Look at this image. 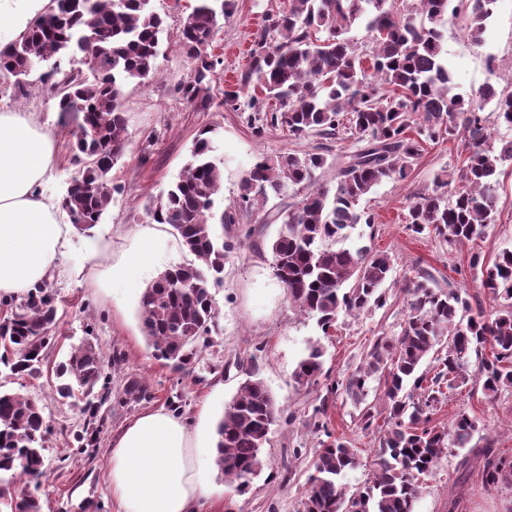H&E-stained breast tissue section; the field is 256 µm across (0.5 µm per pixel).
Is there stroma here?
Listing matches in <instances>:
<instances>
[{
  "label": "stroma",
  "instance_id": "1",
  "mask_svg": "<svg viewBox=\"0 0 512 512\" xmlns=\"http://www.w3.org/2000/svg\"><path fill=\"white\" fill-rule=\"evenodd\" d=\"M194 4L195 0H154L159 12L169 14V27L162 36L157 78L126 90L128 147L112 169V178L123 191L114 196L101 224L72 231L64 257L48 278L60 320L40 369L19 377L0 373V389L35 398L51 425L44 452L48 468L42 512H116L106 476L113 436L142 411L169 408L174 398L181 402L180 415L194 420L204 410L210 425H217L225 404L244 379L242 367L253 362L258 363L260 376L285 417L274 426L263 450V470L247 492L228 487L214 462L205 461L215 489L213 508L215 512H299L318 449V437L308 419L325 394L323 386L302 389L292 379L309 345L323 342L324 369L331 378L350 375L365 361L378 337L399 335L408 310L403 288L421 269L432 274L436 287H460L479 297L486 313H494L498 307L492 296L479 290L468 259L474 251L491 255L505 248L512 250V169L503 168L499 177L498 218L488 226L484 239L451 247L440 238L414 234L406 223L412 198L431 189L441 169L462 165L466 153L461 139H444L425 144L406 180L383 182L367 197L366 206L375 213L376 223L359 225L356 231L372 236L375 248L387 252L393 265L383 307L339 319L331 336H323L314 320L300 315L287 289L275 278L268 244L279 226L266 222L264 211L256 210L239 223L216 227L218 234L238 241L239 246L225 266L223 282L212 289L218 314L208 345L189 368L178 369L157 359L143 334L138 298L130 289L115 288L106 279L92 277L87 260L90 243L108 244L116 251L131 243L138 227L148 221L147 205L182 172L201 129H211L213 158L223 172L222 190L214 205L218 214L236 209L240 183L259 157L313 151L320 144L316 137L294 141L278 131L257 137L242 113L219 105L197 112L180 98L176 89L189 79L192 66L179 50V23ZM287 5L288 0H231L213 42L212 53L222 60L212 84L215 100H222L225 89L247 70L250 49L266 16ZM445 48L454 92L460 97H470L487 81L504 89L512 87V0H497L484 43L478 48L468 40L462 19L449 17ZM490 56L496 60L492 71L486 68ZM0 110L35 113L52 131L56 159L43 191L52 201H59L74 167L67 127L61 124L58 112L41 97L15 95L12 79L1 75ZM80 343L92 344L107 355L117 348L125 355L124 362L112 371L100 409L104 427L94 444L78 440L88 421L83 402H60L55 392L58 363L71 346ZM130 377L147 383L151 400L120 404L122 386ZM460 410L480 423L471 447L491 444L512 455V392L488 403L474 383H467L439 406L435 424L448 426ZM359 412V406L343 396L330 403L327 412L330 429L349 438L362 460L344 479L351 492L369 480L377 446L375 435L362 430ZM459 460L457 449L449 448L447 457L422 482L417 512H512V487H485L482 464L474 455L469 458L467 482L457 483Z\"/></svg>",
  "mask_w": 512,
  "mask_h": 512
}]
</instances>
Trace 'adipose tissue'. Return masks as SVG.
<instances>
[{"mask_svg":"<svg viewBox=\"0 0 512 512\" xmlns=\"http://www.w3.org/2000/svg\"><path fill=\"white\" fill-rule=\"evenodd\" d=\"M42 0H0V45L18 36ZM56 143L34 113L0 112V300L27 295L60 263L68 244L59 211L42 192ZM175 247L147 224L108 268L112 284L142 288ZM201 427L162 409L138 414L112 439L107 480L118 512H202L213 494L200 464Z\"/></svg>","mask_w":512,"mask_h":512,"instance_id":"ef3b65f1","label":"adipose tissue"}]
</instances>
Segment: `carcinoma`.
Listing matches in <instances>:
<instances>
[{
	"instance_id": "carcinoma-1",
	"label": "carcinoma",
	"mask_w": 512,
	"mask_h": 512,
	"mask_svg": "<svg viewBox=\"0 0 512 512\" xmlns=\"http://www.w3.org/2000/svg\"><path fill=\"white\" fill-rule=\"evenodd\" d=\"M496 0H415L400 12L397 0H288V9L269 14L255 40L251 65L224 99L215 102L212 82L220 60L206 51L218 29L213 0H196L181 20L179 48L193 64L177 93L196 111L216 105L240 109L252 86L247 122L256 136L282 130L293 140L310 136L327 142L355 139L353 152H285L260 157L241 184L239 207L266 206L296 187L302 195L288 208L274 205L280 222L270 243L273 271L295 308L316 320L323 333L341 317H357L386 303L384 284L392 263L372 245L348 244L353 230L375 223L362 205L385 181L408 177L423 143L462 138L461 168L441 170L432 190L414 197L406 222L418 235L433 233L450 246L485 234L498 216L501 168L512 163V138L489 144L484 117L494 105L497 120L512 127V91L480 87L469 100L452 93L444 49V24L463 18L474 46L483 42ZM363 24L372 41L362 53L349 33ZM167 15L153 0H45L42 11L15 40L0 49V73L14 78L21 95L34 90L53 102L60 116L75 117L70 130L76 166L60 207L79 229L101 223L121 187L112 168L126 153L123 112L126 88L154 78ZM279 40L268 41L270 34ZM75 63L61 68L62 58ZM211 130L193 139L178 180L147 209L151 221L169 225L191 263L166 269L145 289L140 301L144 334L155 357L183 368L199 345H207L217 309L211 286L224 279L235 243L214 229L213 206L223 177L212 158ZM336 170L334 182L317 183L316 172ZM453 192H448V187ZM469 269L480 287L499 301L486 315L465 289L433 286L424 272L406 284L408 313L394 338L377 339L364 363L345 378L329 381L324 349L318 342L293 371L294 383L311 388L326 380V395L313 409L319 441L300 512H415L421 478L433 472L448 448H464L478 431L476 419L457 412L449 427L432 423L438 406L467 384L469 372L493 400L512 388V250L492 256L473 253ZM0 321L5 351L0 365L13 375L29 374L44 360L50 333L57 328V306L47 283L34 288ZM447 350L434 372L422 369L441 337ZM217 426L215 466L224 482L240 493L263 470L262 450L282 410L258 377L257 364L245 369ZM56 392L68 398L74 388L94 395L108 389L105 359L90 344L71 348L56 370ZM378 381L387 415L377 424L363 409L362 430L379 433L372 478L347 494L343 479L360 465L351 441L334 434L324 416L329 400L344 395L365 402L370 380ZM126 402L152 398L145 383L130 378L122 388ZM49 424L44 409L26 395L0 391V512H41L39 491L45 477L44 443ZM484 459L482 481L512 486V459L493 446L478 449Z\"/></svg>"
}]
</instances>
